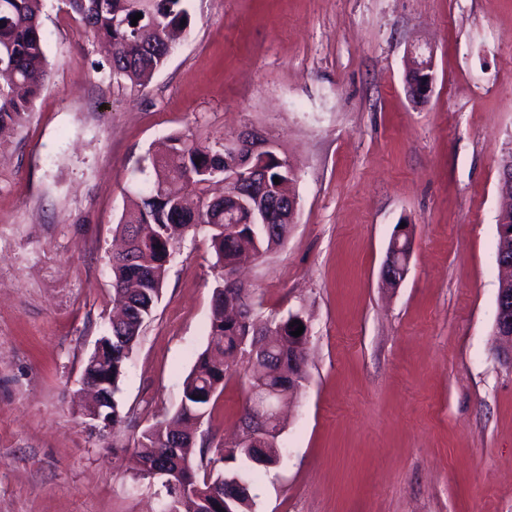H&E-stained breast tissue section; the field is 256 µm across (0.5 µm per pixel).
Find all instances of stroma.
Masks as SVG:
<instances>
[{"label":"stroma","instance_id":"obj_1","mask_svg":"<svg viewBox=\"0 0 512 512\" xmlns=\"http://www.w3.org/2000/svg\"><path fill=\"white\" fill-rule=\"evenodd\" d=\"M141 91L64 0H42L49 78L0 146V512H161L130 444L171 416L209 340L217 275L188 231L127 362L115 434L85 424L84 364L110 324L113 229L150 152L254 128L296 168L284 245L241 277L256 314H300L307 378L282 462L238 463L256 512H512V365L493 334L498 156L512 143V0H188ZM434 52L428 103L406 51ZM408 274L382 287L400 224ZM238 366L203 427L231 442ZM124 443L113 451V441ZM406 55L407 67L404 76L406 94L415 104L426 103L435 81L433 51L427 44L417 41L410 44Z\"/></svg>","mask_w":512,"mask_h":512}]
</instances>
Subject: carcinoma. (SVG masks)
Here are the masks:
<instances>
[{"instance_id":"cac0c4a2","label":"carcinoma","mask_w":512,"mask_h":512,"mask_svg":"<svg viewBox=\"0 0 512 512\" xmlns=\"http://www.w3.org/2000/svg\"><path fill=\"white\" fill-rule=\"evenodd\" d=\"M40 5L41 0H0V132L22 123L47 78ZM66 5L85 30L109 45L113 79L133 91L145 87L165 66L174 36L191 25L186 0H66ZM138 13L142 17L133 26L132 17ZM266 169L270 191L276 194L279 185L274 178L284 181L287 169L274 157ZM215 170L224 171V153L180 134L169 137L166 153L152 157L148 193L116 224L125 248L111 261L115 294L130 302L136 313L129 321H112L110 331L98 339L101 346L83 367V373L105 382L104 412L112 415V427L119 426L124 418L117 399L119 383L141 329L160 299L168 266L181 242L177 231L208 227L215 266L221 269L213 289L216 300L208 344L183 381L178 410L145 429L134 445L138 478L160 485L159 495L167 503L164 512H255L250 488L239 485L242 477L226 462L263 458L275 466L283 459L281 448L237 442L231 447L215 445L209 435L197 434L196 420L206 415L232 367L240 362L259 368L263 385L270 388L290 372L300 383L307 377L294 362L308 344V331L291 335L296 330L291 316L264 320L252 314L236 322L224 311L222 269L257 260L281 246L292 219L267 227L248 224L246 216L239 215L232 223L241 228L226 231L232 223L207 197ZM166 471L178 472V486L166 482ZM209 481L227 488L224 497L205 495Z\"/></svg>"}]
</instances>
